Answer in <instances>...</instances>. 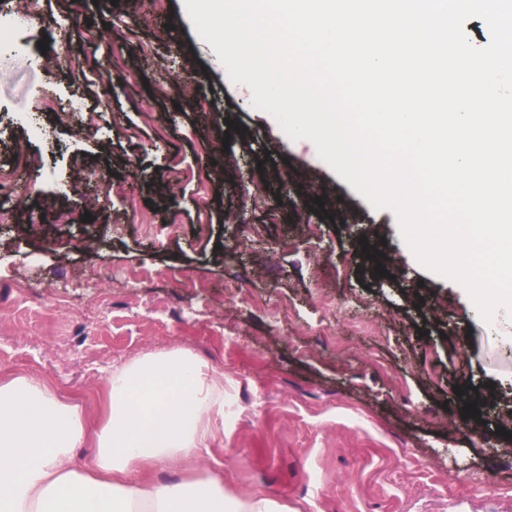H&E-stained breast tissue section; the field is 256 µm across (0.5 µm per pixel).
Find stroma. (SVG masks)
<instances>
[{
    "instance_id": "35a3bbf8",
    "label": "stroma",
    "mask_w": 512,
    "mask_h": 512,
    "mask_svg": "<svg viewBox=\"0 0 512 512\" xmlns=\"http://www.w3.org/2000/svg\"><path fill=\"white\" fill-rule=\"evenodd\" d=\"M21 37L0 64V165L30 164L0 207V376L47 380L95 426L113 367L180 347L223 376L224 426L154 481L289 512H512V339L252 106L183 0H44Z\"/></svg>"
}]
</instances>
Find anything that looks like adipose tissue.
I'll use <instances>...</instances> for the list:
<instances>
[{
  "label": "adipose tissue",
  "mask_w": 512,
  "mask_h": 512,
  "mask_svg": "<svg viewBox=\"0 0 512 512\" xmlns=\"http://www.w3.org/2000/svg\"><path fill=\"white\" fill-rule=\"evenodd\" d=\"M91 428L80 405L35 377L0 379V512H284L276 500L225 495L207 478L158 484L142 474L198 457L224 415V378L189 351L136 358L107 379ZM93 444L90 459L75 452Z\"/></svg>",
  "instance_id": "obj_1"
}]
</instances>
